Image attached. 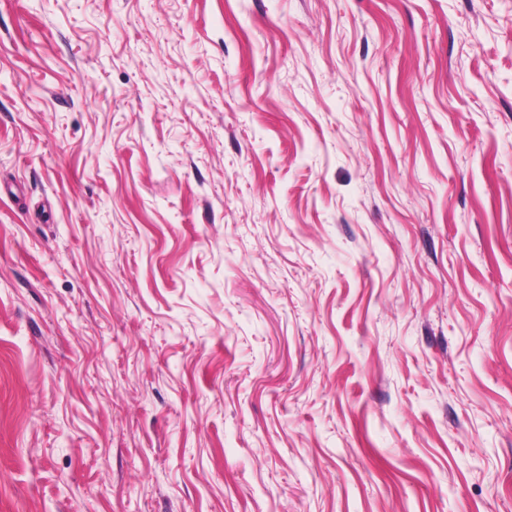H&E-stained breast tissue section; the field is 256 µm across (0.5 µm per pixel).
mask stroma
Here are the masks:
<instances>
[{
    "mask_svg": "<svg viewBox=\"0 0 512 512\" xmlns=\"http://www.w3.org/2000/svg\"><path fill=\"white\" fill-rule=\"evenodd\" d=\"M0 512H512V0H0Z\"/></svg>",
    "mask_w": 512,
    "mask_h": 512,
    "instance_id": "obj_1",
    "label": "stroma"
}]
</instances>
